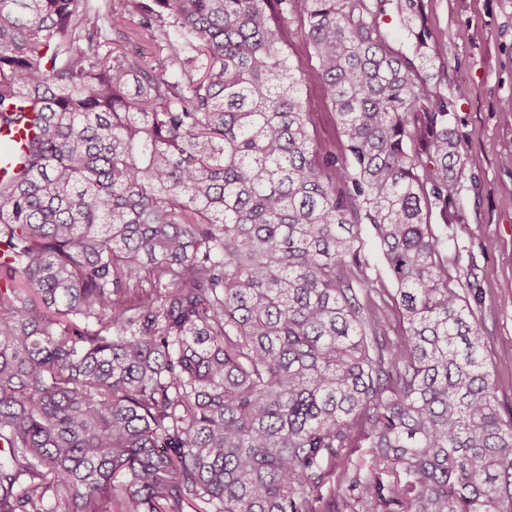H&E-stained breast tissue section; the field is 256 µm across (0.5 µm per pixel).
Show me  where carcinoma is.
Here are the masks:
<instances>
[{
  "mask_svg": "<svg viewBox=\"0 0 512 512\" xmlns=\"http://www.w3.org/2000/svg\"><path fill=\"white\" fill-rule=\"evenodd\" d=\"M444 53L420 0H0V130L27 132L0 178V512H512V412L431 227L466 163L422 78ZM379 23L391 49L401 53L410 52L411 37L400 26L396 9L393 5L388 9L386 16L380 17ZM277 21L288 38L285 45L286 52L294 65H299V71H295V75L300 80L301 94L312 112L313 122L310 129L313 137L321 150L334 151L336 155H340L343 151V140L338 127L335 126L334 116L330 113V108L323 100L319 86L314 79V71L318 67V62L302 36L303 14L294 9L288 11V14L278 15ZM361 237L362 253L365 260V265L362 268L364 278L373 283L376 288H385L382 299L391 303L388 293H394L396 286L388 272L381 248L367 224L362 226Z\"/></svg>",
  "mask_w": 512,
  "mask_h": 512,
  "instance_id": "obj_1",
  "label": "carcinoma"
}]
</instances>
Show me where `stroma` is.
Returning a JSON list of instances; mask_svg holds the SVG:
<instances>
[{
    "label": "stroma",
    "mask_w": 512,
    "mask_h": 512,
    "mask_svg": "<svg viewBox=\"0 0 512 512\" xmlns=\"http://www.w3.org/2000/svg\"><path fill=\"white\" fill-rule=\"evenodd\" d=\"M432 44L447 53L432 80L451 103L449 126L468 157L447 218L432 216L447 245L448 285L465 297L491 355L496 395L512 409V0H422ZM277 21L297 65L301 94L312 112L321 150L342 152L343 140L314 78L317 59L302 36L303 14Z\"/></svg>",
    "instance_id": "obj_1"
}]
</instances>
